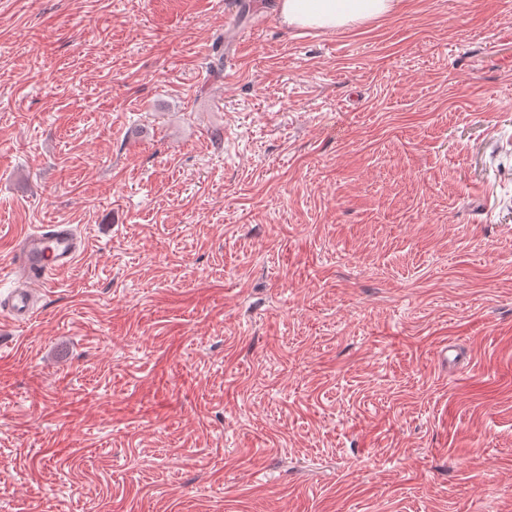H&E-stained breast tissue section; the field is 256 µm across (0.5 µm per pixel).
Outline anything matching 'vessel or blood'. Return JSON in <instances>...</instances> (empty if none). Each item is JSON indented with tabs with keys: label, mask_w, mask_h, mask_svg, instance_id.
<instances>
[{
	"label": "vessel or blood",
	"mask_w": 512,
	"mask_h": 512,
	"mask_svg": "<svg viewBox=\"0 0 512 512\" xmlns=\"http://www.w3.org/2000/svg\"><path fill=\"white\" fill-rule=\"evenodd\" d=\"M86 248L85 238L70 224H45L19 238L13 254L18 281L0 302V317L14 323L31 321L37 313L38 288L55 272L71 267Z\"/></svg>",
	"instance_id": "1"
}]
</instances>
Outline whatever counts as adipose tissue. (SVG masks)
<instances>
[{
    "label": "adipose tissue",
    "mask_w": 512,
    "mask_h": 512,
    "mask_svg": "<svg viewBox=\"0 0 512 512\" xmlns=\"http://www.w3.org/2000/svg\"><path fill=\"white\" fill-rule=\"evenodd\" d=\"M399 0H280L289 26L334 30L392 13Z\"/></svg>",
    "instance_id": "adipose-tissue-1"
}]
</instances>
